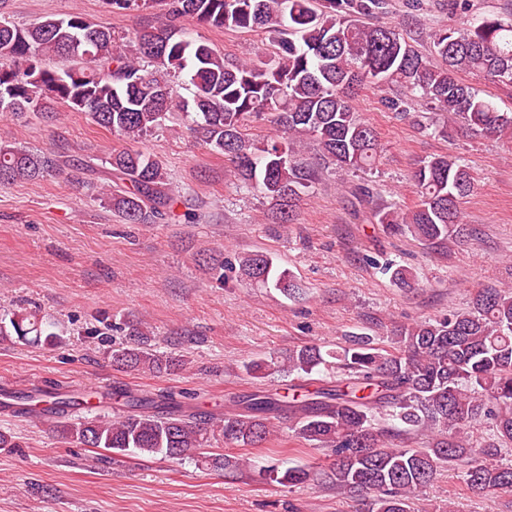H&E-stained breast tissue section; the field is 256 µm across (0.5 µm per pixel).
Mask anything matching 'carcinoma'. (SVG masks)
Returning <instances> with one entry per match:
<instances>
[{"instance_id":"cac0c4a2","label":"carcinoma","mask_w":512,"mask_h":512,"mask_svg":"<svg viewBox=\"0 0 512 512\" xmlns=\"http://www.w3.org/2000/svg\"><path fill=\"white\" fill-rule=\"evenodd\" d=\"M121 14L158 8L163 28L144 27L116 44L112 28L81 13L49 17L18 28L0 17V111L14 115L52 112L58 106L86 112L99 127L130 141L151 135L175 117L213 150L229 157L238 179L268 198L280 224H290L302 190L317 171L301 161L294 142L312 138L323 157L347 172L373 170L380 153L375 129L352 105L357 87L398 85L469 130L512 138V113L479 95L460 74L512 86V22L487 17L435 32L430 53L412 46L395 25L367 24L380 0H102ZM264 31L272 51L255 61L224 57L192 41L179 22ZM189 70L193 97L177 95L173 78ZM263 121L277 135L257 144L251 124ZM107 163L123 187L104 200L129 224H153L174 211L162 163L140 149L114 150ZM58 156L22 147L0 148V185L63 172ZM413 179L419 202L404 214L383 208L377 223L409 231L433 245L464 235L461 204L474 187L469 167L438 154L421 160ZM241 278L290 293L295 285L261 251L238 255ZM52 324L18 311L0 337L54 346ZM125 342L108 353L120 369L156 374L186 366L154 348L153 331L140 320L122 321ZM394 350L382 353L359 339L340 352L300 345L244 364L255 378L295 374L304 387L291 393L257 391L233 400L235 410L211 416V426L172 395L153 397L115 388L107 398L121 406L112 420L95 413L92 398L58 388L14 396L17 413L57 416V432L69 443L142 457H190L216 436L235 447H258L270 420L286 410L296 437L331 449L328 478L336 488L362 496V512H410L411 500L443 466L463 462L475 494L512 493V465H493L498 448H477L470 429L494 420L497 439L512 444V291L489 289L471 307L439 320L392 332ZM342 370L321 376L327 358ZM423 436L418 447L408 445ZM280 484L303 483L312 472L274 463L263 468Z\"/></svg>"}]
</instances>
